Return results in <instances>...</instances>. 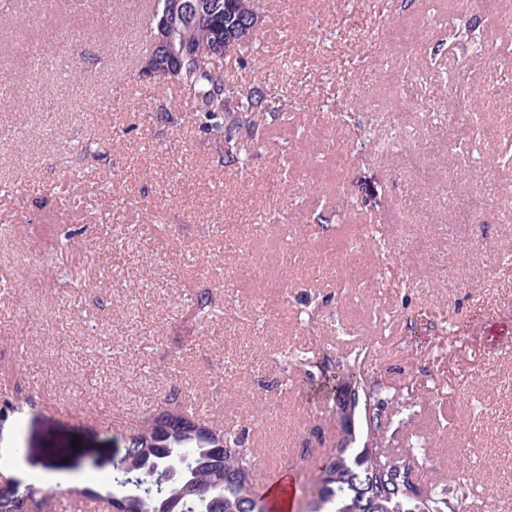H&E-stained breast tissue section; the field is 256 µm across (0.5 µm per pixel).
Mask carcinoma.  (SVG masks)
<instances>
[{"label":"carcinoma","instance_id":"1","mask_svg":"<svg viewBox=\"0 0 512 512\" xmlns=\"http://www.w3.org/2000/svg\"><path fill=\"white\" fill-rule=\"evenodd\" d=\"M206 2V15L182 23L179 31L184 42L199 49L198 58L178 74L159 70L155 82L175 85L182 110L194 113L224 160L243 168L249 162L243 154L245 143L256 136L258 113L276 118L288 110V99L257 87L245 92L224 75V62L255 38L258 0ZM218 308L213 292L195 296L197 318L206 321ZM300 363L306 369L305 383L321 385L330 401H336L345 379L357 393L355 428L344 430L349 447L319 463L315 477L302 490L304 512H461L463 494L442 487L420 490L409 481L408 468L387 451L384 434L395 397L365 373L362 352H341L319 362L302 358ZM164 415L201 424V418L177 396L167 398L142 421L136 438L113 463L112 490L102 494L89 489L84 497L110 502L137 484L138 497L126 501L125 512H273L271 499L257 491L247 476L253 453L242 435L212 427L224 440V447L217 448L195 430L165 426L160 422ZM369 438L375 441L370 451L363 447ZM171 451L187 460L183 481L166 474V454ZM0 512H56L55 497L46 492L27 504L0 502Z\"/></svg>","mask_w":512,"mask_h":512}]
</instances>
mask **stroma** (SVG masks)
Listing matches in <instances>:
<instances>
[{
    "label": "stroma",
    "mask_w": 512,
    "mask_h": 512,
    "mask_svg": "<svg viewBox=\"0 0 512 512\" xmlns=\"http://www.w3.org/2000/svg\"><path fill=\"white\" fill-rule=\"evenodd\" d=\"M259 8L257 39L225 73L293 110L260 122L243 169L224 164L175 87L141 78V0H0V397L21 403L0 424V449L18 451L0 479L32 472L43 488L51 437L56 473L109 490L126 436L174 394L244 432L260 489L275 469L302 487L336 428L279 351L361 346L366 373L396 395L386 446L415 485L466 487L465 512H494L512 496V275L461 263L443 160L453 75L467 67L481 101L512 58L449 48L457 0ZM401 124L427 142L432 186L376 151ZM100 139L107 159L76 156ZM501 152L477 143L460 198L512 193V164L485 162ZM399 209L413 224L395 226ZM364 230L372 247L318 282L282 260L289 246L330 262ZM407 234L427 248L410 262ZM245 263L263 278L238 277ZM438 264L459 282L439 280ZM202 288L223 305L206 324L192 306Z\"/></svg>",
    "instance_id": "1"
}]
</instances>
